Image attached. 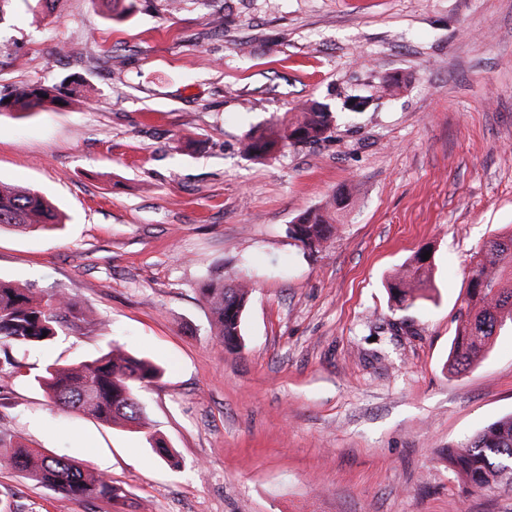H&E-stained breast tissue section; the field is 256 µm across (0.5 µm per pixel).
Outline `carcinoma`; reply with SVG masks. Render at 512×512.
Returning a JSON list of instances; mask_svg holds the SVG:
<instances>
[{"mask_svg": "<svg viewBox=\"0 0 512 512\" xmlns=\"http://www.w3.org/2000/svg\"><path fill=\"white\" fill-rule=\"evenodd\" d=\"M59 101L53 85H25L14 90L10 101L0 97V111L15 107L43 110ZM332 113L306 106L282 124L251 130L241 142L250 159L265 158L281 148L311 144L330 137ZM350 195L340 193L320 208L311 209L290 227L292 237L311 252L319 253L339 231L338 211L348 207ZM61 223L55 207L38 191L0 182V229L6 226L46 230ZM419 249L391 284L394 307L407 310L422 298L429 282L430 261ZM210 311V328L228 351L242 347L243 313L252 287L245 279L208 280L199 288ZM512 324V227L484 243L467 272V291L454 330L448 358L449 370L465 374L477 367L492 340ZM89 324L86 312L63 294L49 297L8 281H0V345L38 346L59 333L78 335ZM161 375L158 364L111 346L98 356L75 364L47 365L34 382L51 402L108 427L146 429L148 423L138 391ZM150 446L164 459L174 453L156 433L147 432ZM448 464L467 486L493 490L512 487V415L500 417L482 431L448 448ZM0 466L19 473L41 487L78 500L104 499L116 503L125 495L112 481L84 470L77 461L49 456L44 449L19 443L0 451Z\"/></svg>", "mask_w": 512, "mask_h": 512, "instance_id": "carcinoma-1", "label": "carcinoma"}]
</instances>
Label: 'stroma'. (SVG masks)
I'll list each match as a JSON object with an SVG mask.
<instances>
[{
  "mask_svg": "<svg viewBox=\"0 0 512 512\" xmlns=\"http://www.w3.org/2000/svg\"><path fill=\"white\" fill-rule=\"evenodd\" d=\"M35 83L68 104L0 113V181L65 219L0 230V278L92 323L12 349L27 374L0 387V443L82 463L127 512H512V491L465 486L447 459L512 413V329L448 370L470 262L512 225V0H137L119 17L108 0H0V96ZM306 105L332 112L331 137L242 155L250 128ZM343 188L338 234L308 253L289 224ZM422 247L424 297L393 311ZM242 275L231 352L198 289ZM111 342L162 366L139 398L178 466L33 383ZM0 512L112 509L0 469Z\"/></svg>",
  "mask_w": 512,
  "mask_h": 512,
  "instance_id": "stroma-1",
  "label": "stroma"
}]
</instances>
